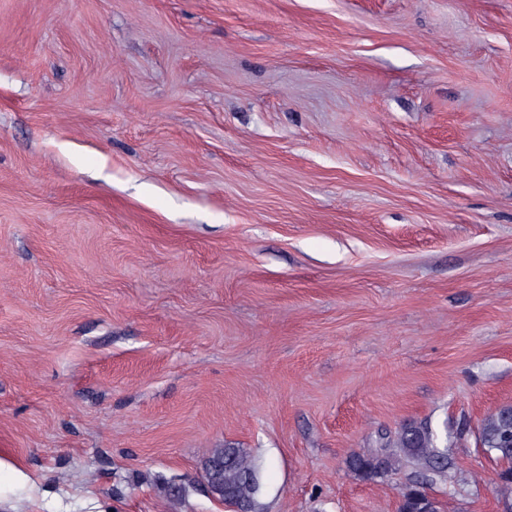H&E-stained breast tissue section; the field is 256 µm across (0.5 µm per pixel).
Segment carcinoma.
I'll return each mask as SVG.
<instances>
[{
    "label": "carcinoma",
    "mask_w": 512,
    "mask_h": 512,
    "mask_svg": "<svg viewBox=\"0 0 512 512\" xmlns=\"http://www.w3.org/2000/svg\"><path fill=\"white\" fill-rule=\"evenodd\" d=\"M480 446L495 460L507 464L499 474L496 488L502 512H512V405L501 406L481 423ZM415 465L417 479L400 494L398 512H441L430 507L427 485L451 478L452 463L448 453L437 446V436L425 424H407L394 437H387L381 446L368 453H357L348 460L350 472L361 480L386 478L403 463ZM204 479L211 493L255 510L260 490L259 470L240 448H218L205 462Z\"/></svg>",
    "instance_id": "carcinoma-1"
}]
</instances>
